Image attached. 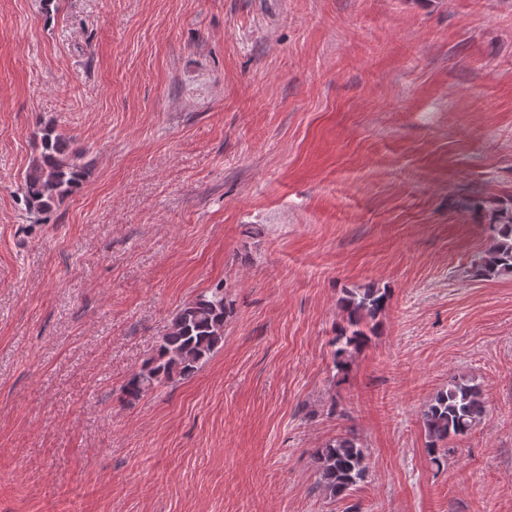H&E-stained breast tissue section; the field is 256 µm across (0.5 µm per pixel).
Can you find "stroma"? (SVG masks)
<instances>
[{"label":"stroma","mask_w":512,"mask_h":512,"mask_svg":"<svg viewBox=\"0 0 512 512\" xmlns=\"http://www.w3.org/2000/svg\"><path fill=\"white\" fill-rule=\"evenodd\" d=\"M46 125L86 176L33 214ZM511 199L512 0H0V512H512V275L472 266ZM219 283L223 344L124 401ZM455 378L488 415L436 464ZM388 300V293L380 289L366 288L362 292H348L342 299V308L346 314L349 330H343L331 339L332 363L338 372L345 371L353 351L363 346L368 339L361 328L368 319L375 317ZM316 489L333 498L351 496L368 475L367 448L352 430L326 443L313 454Z\"/></svg>","instance_id":"stroma-1"}]
</instances>
